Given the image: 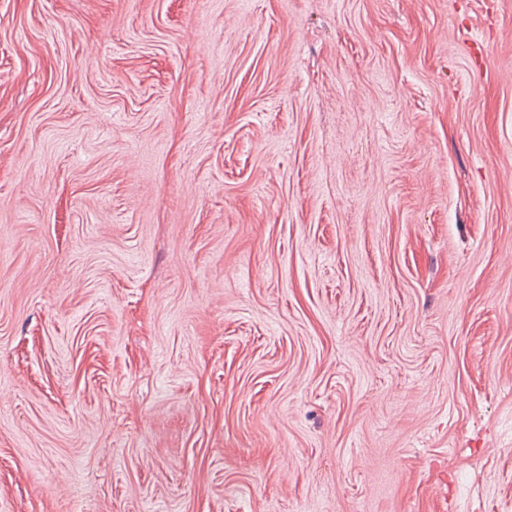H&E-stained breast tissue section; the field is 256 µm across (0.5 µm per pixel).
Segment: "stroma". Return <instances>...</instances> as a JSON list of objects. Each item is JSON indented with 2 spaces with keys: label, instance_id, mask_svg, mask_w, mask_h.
<instances>
[{
  "label": "stroma",
  "instance_id": "obj_1",
  "mask_svg": "<svg viewBox=\"0 0 512 512\" xmlns=\"http://www.w3.org/2000/svg\"><path fill=\"white\" fill-rule=\"evenodd\" d=\"M0 512H512V0H0Z\"/></svg>",
  "mask_w": 512,
  "mask_h": 512
}]
</instances>
